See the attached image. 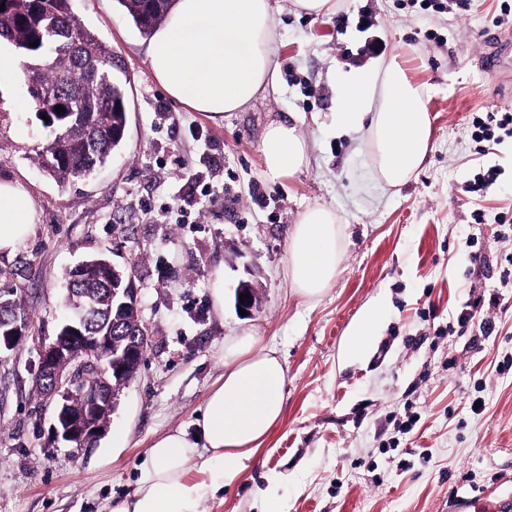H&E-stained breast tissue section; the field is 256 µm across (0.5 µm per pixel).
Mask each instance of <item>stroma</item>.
<instances>
[{
  "label": "stroma",
  "instance_id": "obj_1",
  "mask_svg": "<svg viewBox=\"0 0 512 512\" xmlns=\"http://www.w3.org/2000/svg\"><path fill=\"white\" fill-rule=\"evenodd\" d=\"M314 17L274 0L277 88L223 119L172 100L155 79L140 34L117 0H72L79 20L112 48L125 75L122 148L89 179L65 185L37 153L50 137L20 72H0V181L20 183L36 209L32 234L0 255V294L20 303L32 330L0 354V512H112L133 502L150 443L199 417L224 374V347L243 336L275 350L286 368L284 406L235 480L206 492L198 512H454L455 494L498 486L512 500V138L478 156L473 114L512 109V46L497 67L482 62L489 35H512L502 0H466L437 13L411 0H335ZM370 8L408 79L425 91L431 148L409 182L383 185L366 132L335 122V81L357 70V13ZM297 125L308 164L268 177L262 137L273 122ZM501 174L484 195L466 192L479 167ZM216 186L214 199L199 188ZM261 184L265 205L254 204ZM336 212L345 243L339 271L315 299L288 278L287 243L308 208ZM484 256L473 265L472 252ZM106 256L145 289L153 334L134 380L120 390L106 429L84 449L49 438L50 413L33 390L43 339L66 316L67 275ZM224 284L216 302L212 286ZM257 286L251 315L235 291ZM499 296L490 306V296ZM386 313L369 349L347 357L342 339L367 306ZM483 301L464 326L466 306ZM491 321L492 333L481 330ZM481 413H473V401ZM411 431L397 425L406 408ZM126 446L112 452L113 435Z\"/></svg>",
  "mask_w": 512,
  "mask_h": 512
}]
</instances>
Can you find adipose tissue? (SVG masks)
I'll return each instance as SVG.
<instances>
[{"label":"adipose tissue","instance_id":"adipose-tissue-1","mask_svg":"<svg viewBox=\"0 0 512 512\" xmlns=\"http://www.w3.org/2000/svg\"><path fill=\"white\" fill-rule=\"evenodd\" d=\"M271 0H174L167 20L149 39L148 58L169 97L212 118L240 112L259 93L276 87L271 55ZM336 122L366 129L379 179L390 188L405 184L430 147L431 122L422 90L396 61L356 70L336 84ZM261 152L268 176L302 170L306 144L297 126L270 124ZM35 208L18 183L0 181V254L15 251L32 232ZM343 231L332 210H306L288 241V276L293 290L320 296L336 278ZM384 315L383 303L366 308L342 344L345 355L362 354ZM286 371L270 351H258L251 337L224 352V379L208 395L194 430L180 428L155 439L147 451L133 505L113 512H197L207 485L223 486L239 462L259 448L278 420ZM209 451L210 484L189 481V464Z\"/></svg>","mask_w":512,"mask_h":512}]
</instances>
